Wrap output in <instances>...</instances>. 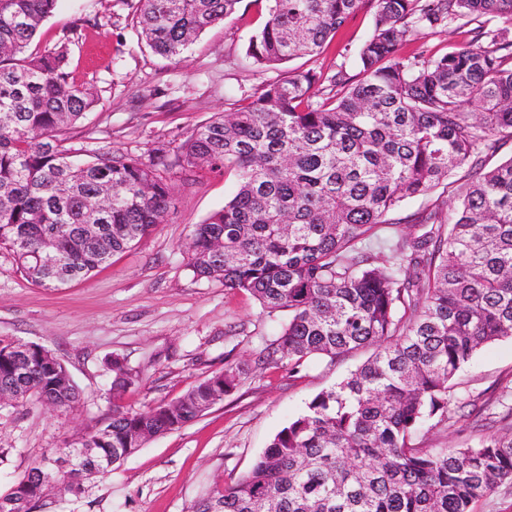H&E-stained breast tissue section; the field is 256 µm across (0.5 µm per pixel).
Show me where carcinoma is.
<instances>
[{
  "label": "carcinoma",
  "mask_w": 512,
  "mask_h": 512,
  "mask_svg": "<svg viewBox=\"0 0 512 512\" xmlns=\"http://www.w3.org/2000/svg\"><path fill=\"white\" fill-rule=\"evenodd\" d=\"M57 2L0 0V251L17 270L44 288L70 283L47 278L38 256L50 249L85 279L164 221L165 173L232 172L233 196L194 225L187 268L249 293L270 316L287 313L257 365L286 360L296 372L310 358L372 350L218 493L221 512H474L512 486V432L438 451L422 441L428 421H450L456 373L484 345L512 338V157L486 168L512 141V0H267L248 41L252 66L318 56L368 3L359 72L284 70L147 162L72 144L96 97L73 80L68 43L27 53ZM241 2L138 0L133 26L175 60ZM473 22L454 51L400 54L413 29ZM419 196L421 210L386 219ZM374 243L391 256L379 260ZM20 346L0 339V386L74 406L75 385L61 383L62 364L38 345L16 380ZM112 373L107 434L95 447L117 464L202 416L243 369L227 365L144 412L120 405L139 373L118 360Z\"/></svg>",
  "instance_id": "cac0c4a2"
}]
</instances>
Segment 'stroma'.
I'll return each instance as SVG.
<instances>
[{"label":"stroma","mask_w":512,"mask_h":512,"mask_svg":"<svg viewBox=\"0 0 512 512\" xmlns=\"http://www.w3.org/2000/svg\"><path fill=\"white\" fill-rule=\"evenodd\" d=\"M137 0H59L40 26L33 49L64 41L70 70L98 96L80 124L97 145L148 157L161 144L178 145L213 113L251 95L276 70L256 71L244 59L254 29L266 17L264 0H242L231 20L206 31L180 58L154 53L137 37ZM373 12L354 14L323 52L296 68L356 74V53L372 28ZM465 29L409 33L404 54L428 46L444 54L466 45ZM171 207L140 243L116 254L84 280L39 288L0 253V338L40 344L66 366L81 402L51 408L36 399L0 408V494L31 464L97 427L112 409L111 364L122 361L141 381L122 399L143 411L180 398L197 381L229 364L249 366L238 389L205 415L149 440L108 475L84 484L80 496L49 490L38 512H196L200 503L235 484L288 422L318 393L363 363L352 352L340 363L314 358L300 372L259 369L258 353L273 340L277 318L248 293L194 279L186 269L195 224L221 209L236 186L233 174L197 169L191 180L171 177ZM512 384V339L481 348L454 377L449 411L469 399H495Z\"/></svg>","instance_id":"obj_1"}]
</instances>
